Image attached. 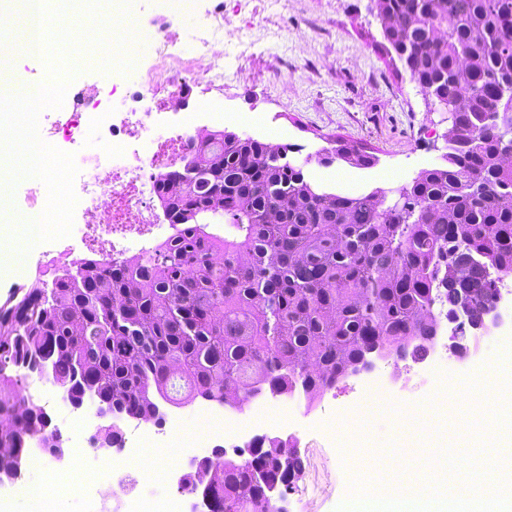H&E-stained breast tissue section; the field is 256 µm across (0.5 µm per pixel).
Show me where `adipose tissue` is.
Listing matches in <instances>:
<instances>
[{
  "label": "adipose tissue",
  "mask_w": 512,
  "mask_h": 512,
  "mask_svg": "<svg viewBox=\"0 0 512 512\" xmlns=\"http://www.w3.org/2000/svg\"><path fill=\"white\" fill-rule=\"evenodd\" d=\"M512 395V359L493 363L480 375L462 384H450L448 401L475 416L490 417L483 441L492 451H499L512 440V408L504 407L505 397Z\"/></svg>",
  "instance_id": "1"
}]
</instances>
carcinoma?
I'll use <instances>...</instances> for the list:
<instances>
[{
  "instance_id": "1",
  "label": "carcinoma",
  "mask_w": 512,
  "mask_h": 512,
  "mask_svg": "<svg viewBox=\"0 0 512 512\" xmlns=\"http://www.w3.org/2000/svg\"><path fill=\"white\" fill-rule=\"evenodd\" d=\"M386 53L408 63L417 88L458 122L440 162L392 189L352 195L284 163L291 145L216 130L178 174L159 187L161 206L184 225L148 256L114 265L86 259L48 293L18 288L0 301V432L12 455L0 474L18 475L31 426L50 437L43 408L19 396L22 378L47 374L58 387L94 385L117 407L112 441L125 418H161L158 400L209 398L233 408L216 380L311 400L347 374L377 342L394 347L425 336L423 312L448 296L450 256L482 263L478 283L512 276V0H374ZM320 164H377L342 138ZM224 225V235L213 225ZM224 245V265L206 260ZM284 446L257 445L245 462L219 451L182 491L207 512H279L258 478L282 476Z\"/></svg>"
}]
</instances>
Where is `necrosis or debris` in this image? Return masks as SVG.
Listing matches in <instances>:
<instances>
[{
  "label": "necrosis or debris",
  "mask_w": 512,
  "mask_h": 512,
  "mask_svg": "<svg viewBox=\"0 0 512 512\" xmlns=\"http://www.w3.org/2000/svg\"><path fill=\"white\" fill-rule=\"evenodd\" d=\"M240 28L225 21L223 13L208 14L195 38V53L185 57L177 38L157 30L149 38L155 44L156 63L132 87L125 112L99 111L100 91L88 88L72 97L67 119L38 117L41 139L56 144L75 141L80 131L104 133V151L118 157L109 166L101 157L85 158L86 176L74 179L76 213L81 216L79 242L83 249L102 260L126 261L155 250L175 237L179 225L170 223L154 206L159 186L182 161L190 143L206 138L211 128L197 122L170 125L161 141L147 145L143 134L155 117L176 110L188 83L210 84L224 77V40L239 36ZM36 258L22 274L30 291L48 287L53 275L65 268L74 250L67 238L36 244ZM248 416L228 415L222 404L202 400L196 412L197 430L182 428L179 417L159 426L150 421L137 423L125 451L123 463L100 483L90 496L89 512H185V497L158 492L148 479H141L126 466L145 448L171 449L177 461L218 444L236 447L247 438L265 434L267 427L288 428L295 409L282 407L278 397L262 402L256 396L246 400Z\"/></svg>",
  "instance_id": "necrosis-or-debris-1"
}]
</instances>
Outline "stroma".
<instances>
[{
    "mask_svg": "<svg viewBox=\"0 0 512 512\" xmlns=\"http://www.w3.org/2000/svg\"><path fill=\"white\" fill-rule=\"evenodd\" d=\"M370 0H248L238 8L236 0H194L191 8L176 12L167 0H133L122 20L136 40L131 48L135 62L125 84L113 87L111 74L102 72V51L84 54L78 84L103 90L101 107L106 112L125 111L129 85L138 83L154 61L152 42L145 34L160 28L176 32L185 52H192L194 37L206 14L224 12L234 25L246 28L252 43L248 51L226 49L224 91L202 100L190 89L185 114L239 112L266 117L288 131L297 161L306 162L311 176L321 169L314 158L330 137L373 146L378 163L371 168H350L352 193L384 185L388 169L412 178L423 164H435L444 151L448 129L441 113L430 111L404 67L386 61L378 49L382 22L370 9ZM22 0H13L11 17L0 33V65L36 83L37 64L23 50ZM503 323L483 337L479 348L458 363V378L479 374L494 356L495 341L512 337V297L500 303ZM385 390L395 406L411 408L424 403L417 391L390 384L383 367L368 374L338 379L299 418L292 430L299 439L306 485L293 486L287 495L289 512H339L342 502L388 499L408 493L415 485L435 482V500L448 501L454 489L445 481H433L424 460L437 448L459 450L478 447L475 420L464 409L435 407L424 427L413 434L398 428L393 412L372 415L362 428L354 418L361 410V395L374 388ZM92 468L72 467L70 461L49 468L23 466L20 478L0 488V499L9 501L11 512H26L24 491L28 484L63 477L79 483L105 478L115 450H92Z\"/></svg>",
    "mask_w": 512,
    "mask_h": 512,
    "instance_id": "obj_1",
    "label": "stroma"
}]
</instances>
